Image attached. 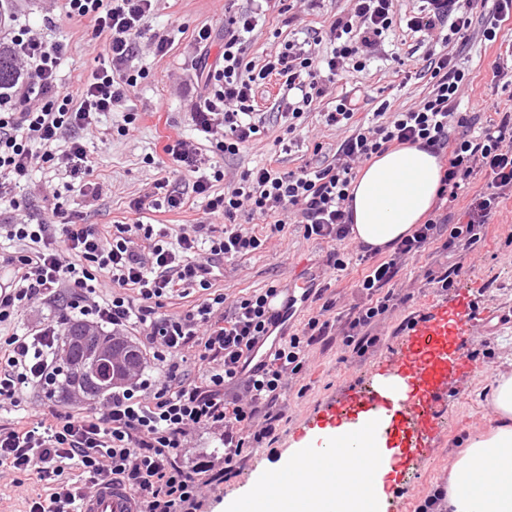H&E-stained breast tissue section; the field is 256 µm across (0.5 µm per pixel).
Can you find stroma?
I'll return each mask as SVG.
<instances>
[{
	"label": "stroma",
	"mask_w": 512,
	"mask_h": 512,
	"mask_svg": "<svg viewBox=\"0 0 512 512\" xmlns=\"http://www.w3.org/2000/svg\"><path fill=\"white\" fill-rule=\"evenodd\" d=\"M252 0H155L151 14L145 19L138 40L135 68L144 72L130 93L129 109L138 112L133 125H125L123 112L102 115L96 124L81 131L80 137L95 163L93 189L65 190L64 172L38 167L30 181L14 192L16 208L0 210V226L15 221L55 217L57 223L73 221L79 224H112L129 215L133 199L151 194L155 183L163 178L171 185L187 188L188 180L178 173L164 145L178 139H190L201 150L203 164L223 166L226 177L277 159L280 168L293 170L317 161L332 160L342 131L326 126L322 114L331 107L329 99L313 103L305 121L296 132L297 143L290 152L278 151L275 139L283 133V121L275 107L281 83L267 81L256 92L258 112L265 118V130L238 154L227 155L216 150L214 143L198 132L191 115V104L202 88L197 76L202 66L223 64L224 21L226 16L252 7ZM346 0H324L315 15L289 23L276 7H269L266 19L257 26L247 41V60L259 63L266 55L279 51L281 45L294 39L303 25L322 27L334 14L345 9ZM8 13L19 17L43 32L47 39L63 41L68 51L59 75L70 90H77L100 67L103 41L97 38L90 24H73L55 11L53 0H8ZM213 30L209 47H199L196 33L202 26ZM485 18L474 24L471 41L461 48L459 63L474 77L463 96L462 109L471 113L494 111L505 106L506 97L491 83L496 49L485 42L482 31ZM165 38L170 48L165 55L154 53L155 39ZM384 55L364 71L347 75L344 86H360L365 102L363 120H372L382 102L391 105L418 104L429 91V80L416 75L401 82L393 70L397 59L421 62L425 53L417 38L405 29L391 32L384 43ZM321 143V153H314V143ZM60 197H53V190ZM512 193H506L497 212L491 217L484 238L467 256L471 267L469 277H455L450 288L428 285V271L443 272L454 266L458 253L445 254L434 250L407 259L398 279L400 287L415 293L414 302L397 310L382 322L377 332L381 342L363 357L344 353L339 346L314 347L308 364L288 392V411L278 427L277 440L262 448L246 451V461L230 477L219 484L208 498L204 512H228L231 502L241 495L254 492L260 476L276 465L294 444L309 430L321 428L331 421L325 410L341 385L354 387L366 384L377 367L394 352L410 325L424 318L435 305L453 302L459 290H467L471 305L483 317L481 341L469 348L471 357L480 366L479 372L454 383L442 404V432L433 441L430 452L420 458L406 476L390 483L388 496L398 498L402 512H416L418 505L438 486L448 483L451 463L458 451V441L467 432L487 430L496 419L490 408L495 379L499 373L512 371V321L499 323V315L512 318ZM328 246L305 239L301 227L289 224L283 233L273 236L265 249L225 262L215 283L228 296L264 288L270 284L287 285L296 278L306 277L319 283H330L336 294V309L344 313L359 302L357 288L365 274L358 261H351L346 271L330 272L324 264ZM181 464L190 470L207 467L223 468L224 451L218 434L209 430L195 433L193 446L181 457Z\"/></svg>",
	"instance_id": "1"
}]
</instances>
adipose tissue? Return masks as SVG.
I'll return each mask as SVG.
<instances>
[{
	"mask_svg": "<svg viewBox=\"0 0 512 512\" xmlns=\"http://www.w3.org/2000/svg\"><path fill=\"white\" fill-rule=\"evenodd\" d=\"M441 168L433 154L418 147L384 153L359 172L352 185L354 241L384 251L410 233L432 209ZM491 408L495 427L472 433L463 443L448 478V512H512V373L499 375ZM358 435L370 464L348 484H340L341 464L331 460L288 494L270 489L263 477L254 495L262 512H379L393 469L386 440L371 439L350 424L328 426L288 456H313L338 436Z\"/></svg>",
	"mask_w": 512,
	"mask_h": 512,
	"instance_id": "adipose-tissue-1",
	"label": "adipose tissue"
}]
</instances>
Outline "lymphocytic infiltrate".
Wrapping results in <instances>:
<instances>
[{"mask_svg":"<svg viewBox=\"0 0 512 512\" xmlns=\"http://www.w3.org/2000/svg\"><path fill=\"white\" fill-rule=\"evenodd\" d=\"M348 2L325 31L328 51H319L307 39L290 40L260 65L245 59V36L257 26L258 10L230 17L224 25V66L201 71L204 91L192 104L197 129L215 140L221 152L234 155L261 132L255 94L270 76L283 77L288 90L277 106L286 134L275 140L285 152L291 149L286 135L301 126L312 104L334 96L324 122L345 136L332 161L296 171L270 162L258 165L218 193L214 185L225 182L223 170L201 174L197 145L179 139L166 152L193 174L192 188L179 191L165 179L155 187L165 190L171 210L201 200L210 223L176 229L144 223L146 201L138 198L129 204L134 221L109 230L45 220L10 225L8 236L29 241L31 247L7 260L11 276L0 289V325L14 323L32 305L60 301L67 318L137 336L143 354L160 369L156 378L140 377L117 387L101 408L56 412L48 419L35 414L20 427L0 425V468L14 475L15 486H24L25 476L34 474L50 488L48 497L30 501L28 512H82L85 497L110 482L129 489L141 512H201L206 488L220 479L201 478L179 463L198 430L220 431L224 468L234 470L246 449L275 439L288 407V384L305 370L311 347L338 340L360 355L376 346L379 338L372 328L414 298L395 286L407 258L433 247L468 253L480 242L502 194L512 189V108L482 121L461 111L472 77L448 48L469 42L473 20L485 10L492 20L482 36L496 41L502 23L512 20V0H419L405 22L427 47L431 89L419 104L379 110L366 124L356 118V90L338 95L334 88L337 78L364 71L377 58L396 24L394 3ZM153 3L62 0L59 11L66 19L90 22L104 38L101 67L74 92L58 77L66 45L44 39L23 23L9 27L6 37L28 82L0 91V206L12 203L13 187L29 180L39 156L63 164L80 187L90 186L94 166L77 133L128 101L138 80L131 63ZM61 141L66 148L58 155L53 147ZM38 145L44 148L39 155L34 152ZM403 145L440 157L438 199L456 200L474 175L487 176L465 220L450 213L431 216L398 242L386 260L364 248L359 257L367 266L359 285L363 302L341 317L334 313V294L314 289L319 310L299 333L275 347L266 362L249 367L250 355L266 344L280 322L269 307L279 288L228 297L213 287L220 263L263 249L293 218L306 238L329 244L327 267L345 271L350 258L344 244L353 224L351 187L359 169ZM242 209L265 220V231L238 224ZM105 278L113 291L103 297L98 288ZM193 291L204 292L202 302L183 313L164 312L165 300ZM61 358L55 322L1 340L0 405L20 406L23 389H48ZM74 469L80 479L71 478Z\"/></svg>","mask_w":512,"mask_h":512,"instance_id":"obj_1","label":"lymphocytic infiltrate"}]
</instances>
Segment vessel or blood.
Listing matches in <instances>:
<instances>
[{
	"label": "vessel or blood",
	"mask_w": 512,
	"mask_h": 512,
	"mask_svg": "<svg viewBox=\"0 0 512 512\" xmlns=\"http://www.w3.org/2000/svg\"><path fill=\"white\" fill-rule=\"evenodd\" d=\"M306 287V281H294L274 300L275 311L283 315L294 312L298 301L305 298ZM478 332L468 300L457 301L449 312L433 310L407 330L398 343L396 356L388 360L382 375L331 407L332 417L361 423L383 438L402 432L403 451L395 467L397 471H407L424 455L440 430L437 408L448 394L449 380L477 371L468 346ZM362 453L357 438H337L322 448L318 458L299 459L292 472L280 476L278 486L288 490L309 469L333 458L351 468L363 464ZM136 510L131 492L116 485L96 487L83 505V512Z\"/></svg>",
	"instance_id": "vessel-or-blood-1"
}]
</instances>
